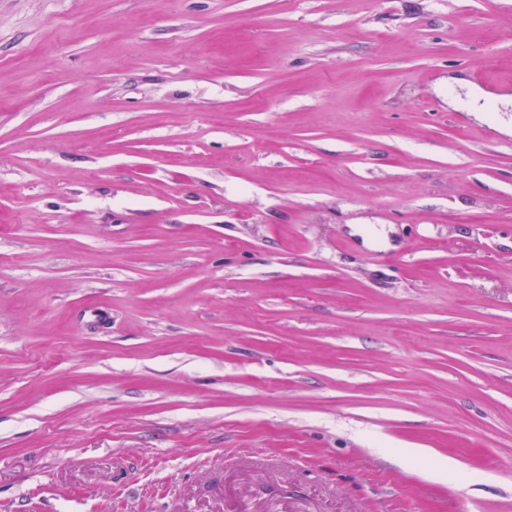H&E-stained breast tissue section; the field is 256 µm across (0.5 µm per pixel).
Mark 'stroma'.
I'll return each mask as SVG.
<instances>
[{
	"mask_svg": "<svg viewBox=\"0 0 512 512\" xmlns=\"http://www.w3.org/2000/svg\"><path fill=\"white\" fill-rule=\"evenodd\" d=\"M503 94L512 0H0V512H512Z\"/></svg>",
	"mask_w": 512,
	"mask_h": 512,
	"instance_id": "35a3bbf8",
	"label": "stroma"
}]
</instances>
